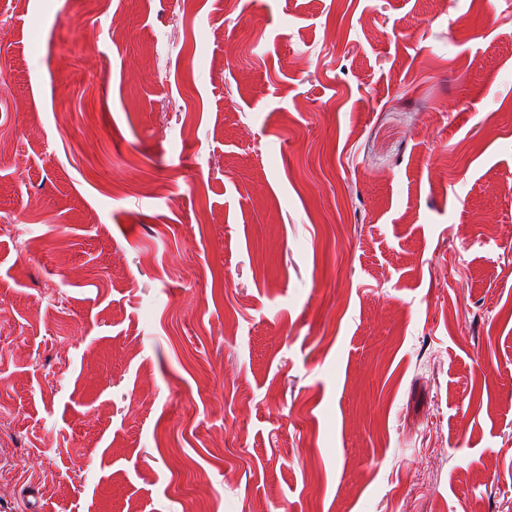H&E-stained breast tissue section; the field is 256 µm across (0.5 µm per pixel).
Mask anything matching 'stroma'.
<instances>
[{
    "label": "stroma",
    "instance_id": "stroma-1",
    "mask_svg": "<svg viewBox=\"0 0 512 512\" xmlns=\"http://www.w3.org/2000/svg\"><path fill=\"white\" fill-rule=\"evenodd\" d=\"M0 28V512H512V0Z\"/></svg>",
    "mask_w": 512,
    "mask_h": 512
}]
</instances>
